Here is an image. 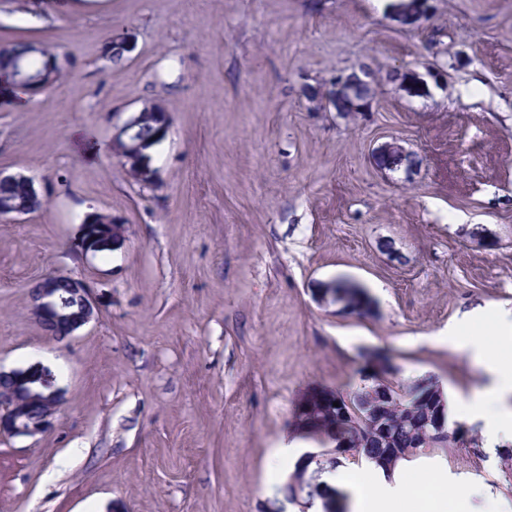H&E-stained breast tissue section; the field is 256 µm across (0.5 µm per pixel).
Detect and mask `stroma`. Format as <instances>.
Wrapping results in <instances>:
<instances>
[{
  "label": "stroma",
  "mask_w": 512,
  "mask_h": 512,
  "mask_svg": "<svg viewBox=\"0 0 512 512\" xmlns=\"http://www.w3.org/2000/svg\"><path fill=\"white\" fill-rule=\"evenodd\" d=\"M389 2L0 0V46L65 64L26 103L0 96V170L43 197L0 221V367L42 363L61 394L49 432L0 437V512H320L280 491L303 391L363 386L366 348L449 397L485 384L450 333L512 314V0H430L414 27ZM431 69L420 97L398 79ZM366 70L360 112L325 105ZM153 102L170 128L146 186L108 145ZM387 142L415 165L380 168ZM95 209L124 234L80 259ZM49 272L100 302L63 344L28 302ZM336 281L367 289V315L324 301ZM428 460L436 493L512 500L494 459Z\"/></svg>",
  "instance_id": "obj_1"
}]
</instances>
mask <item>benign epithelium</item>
<instances>
[{
	"label": "benign epithelium",
	"instance_id": "obj_1",
	"mask_svg": "<svg viewBox=\"0 0 512 512\" xmlns=\"http://www.w3.org/2000/svg\"><path fill=\"white\" fill-rule=\"evenodd\" d=\"M421 3L422 0H402L391 9L392 17L401 21L408 16L418 24L427 17V11L421 7ZM7 59V55L0 54V95L15 94L19 90L27 93L44 91L52 86V80L64 67L58 57L48 54L43 57L42 71L36 74L28 72L18 62L7 63ZM151 111V106H144L116 129L112 137V153L121 160L127 171L144 181L153 182L156 180L157 172L150 164L138 158L134 147L128 143V137L132 135L134 128L146 119L147 113ZM0 182L19 183L24 187L21 200L0 203L1 219L26 215L43 206V198L32 178L0 170ZM92 225L106 230L113 244L123 235V225L115 223L112 214L98 210L86 213L79 225L78 235L69 242V249L81 258L95 254V246L91 244L89 237ZM37 283L40 287L29 289L31 311L36 322L60 326L64 330L62 335L53 330L47 331L51 339L57 342L69 339L94 317L99 299L95 288L87 280L74 275L49 273L39 278ZM47 370L48 367L39 362L10 370L0 368V385L15 388L20 378H28L38 373L44 375ZM48 386L50 391L45 399V408L38 415L29 412L19 394L5 392L0 388V436L32 437L50 429L61 396L54 381H49ZM325 472L326 469L322 467L316 469L314 482L320 486L323 501L330 503V509L334 510L336 494L327 482L321 480Z\"/></svg>",
	"mask_w": 512,
	"mask_h": 512
}]
</instances>
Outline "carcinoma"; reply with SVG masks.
<instances>
[{
	"instance_id": "carcinoma-1",
	"label": "carcinoma",
	"mask_w": 512,
	"mask_h": 512,
	"mask_svg": "<svg viewBox=\"0 0 512 512\" xmlns=\"http://www.w3.org/2000/svg\"><path fill=\"white\" fill-rule=\"evenodd\" d=\"M6 51L12 60L23 63L31 71L38 70L35 44L16 42L8 45ZM370 95L371 84L365 83L337 100L336 111L356 112ZM326 291L335 295L336 302L342 304L345 311L360 314L370 309L371 299L366 289L358 284L338 281L328 285ZM368 380V385L350 394L323 388L326 400L315 406L314 412V417L323 421V427L303 430L294 425L293 433L319 442L329 437L338 447L347 444L355 457L375 464L388 474L399 461L411 459L427 450L468 448L476 454L481 453V437L474 428L463 423L448 431L443 440L429 445L424 443L432 432L435 419L439 416L447 418L445 394L436 382L427 379L400 381L394 378L391 369L380 378L372 373ZM366 405L377 406L386 425L385 431L365 424L357 416V411ZM298 488L306 493V505L313 504L320 497V492L312 488L297 463L281 490L289 497Z\"/></svg>"
}]
</instances>
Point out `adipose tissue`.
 I'll return each mask as SVG.
<instances>
[{
  "label": "adipose tissue",
  "instance_id": "1",
  "mask_svg": "<svg viewBox=\"0 0 512 512\" xmlns=\"http://www.w3.org/2000/svg\"><path fill=\"white\" fill-rule=\"evenodd\" d=\"M456 343L473 354L486 383L470 398L449 399V414L466 416L475 424L485 448L512 441V318L499 317L488 332L458 336ZM423 472L419 461L412 459L399 462L390 478L351 469L336 476L335 482L354 490L356 512H408L409 484Z\"/></svg>",
  "mask_w": 512,
  "mask_h": 512
}]
</instances>
